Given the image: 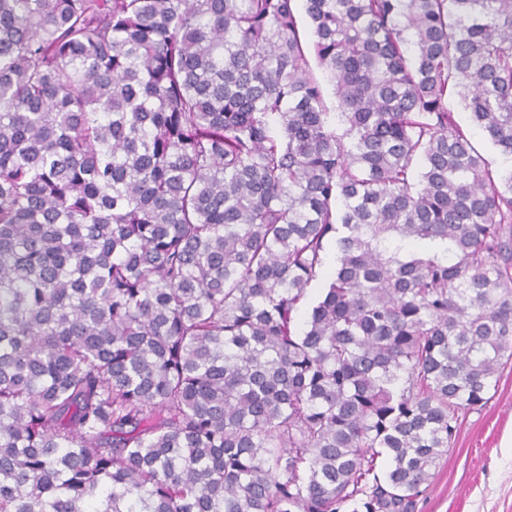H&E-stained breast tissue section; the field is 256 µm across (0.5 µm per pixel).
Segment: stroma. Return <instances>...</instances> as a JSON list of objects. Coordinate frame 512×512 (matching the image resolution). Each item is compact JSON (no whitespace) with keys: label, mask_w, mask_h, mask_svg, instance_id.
Listing matches in <instances>:
<instances>
[{"label":"stroma","mask_w":512,"mask_h":512,"mask_svg":"<svg viewBox=\"0 0 512 512\" xmlns=\"http://www.w3.org/2000/svg\"><path fill=\"white\" fill-rule=\"evenodd\" d=\"M419 512H512V359L491 399L462 414Z\"/></svg>","instance_id":"obj_1"}]
</instances>
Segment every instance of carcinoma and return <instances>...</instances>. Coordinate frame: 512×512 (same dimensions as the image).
<instances>
[{
    "label": "carcinoma",
    "instance_id": "obj_1",
    "mask_svg": "<svg viewBox=\"0 0 512 512\" xmlns=\"http://www.w3.org/2000/svg\"><path fill=\"white\" fill-rule=\"evenodd\" d=\"M303 2L0 0V512H418L496 388L512 0ZM472 143L475 148L489 161L493 169L509 170L510 158L500 153L486 135L478 128H472Z\"/></svg>",
    "mask_w": 512,
    "mask_h": 512
}]
</instances>
